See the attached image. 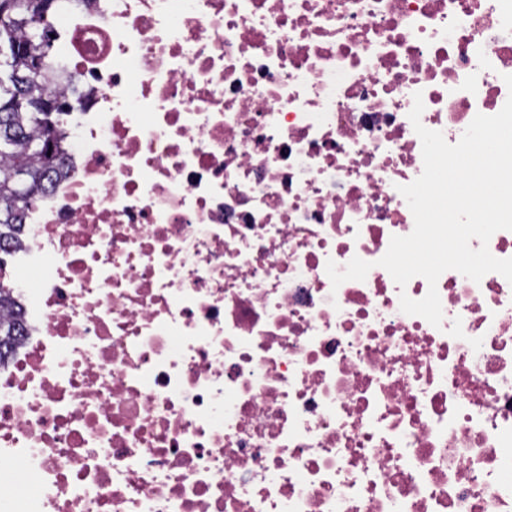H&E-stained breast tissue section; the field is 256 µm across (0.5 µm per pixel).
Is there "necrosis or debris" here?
<instances>
[{
    "label": "necrosis or debris",
    "instance_id": "1",
    "mask_svg": "<svg viewBox=\"0 0 512 512\" xmlns=\"http://www.w3.org/2000/svg\"><path fill=\"white\" fill-rule=\"evenodd\" d=\"M62 18L70 172L0 265V512H512V283L444 272L437 328L378 265L414 229V93L451 144L498 113L512 0ZM0 308L9 315L0 318V367L5 365L13 353L16 341L23 336L19 313L14 310V302L8 288L0 285Z\"/></svg>",
    "mask_w": 512,
    "mask_h": 512
}]
</instances>
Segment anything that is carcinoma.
<instances>
[{
    "instance_id": "carcinoma-1",
    "label": "carcinoma",
    "mask_w": 512,
    "mask_h": 512,
    "mask_svg": "<svg viewBox=\"0 0 512 512\" xmlns=\"http://www.w3.org/2000/svg\"><path fill=\"white\" fill-rule=\"evenodd\" d=\"M79 0H0V248L20 240L26 212L67 174L60 116L69 98L46 74L49 17ZM0 367L23 329L8 288L0 285Z\"/></svg>"
}]
</instances>
